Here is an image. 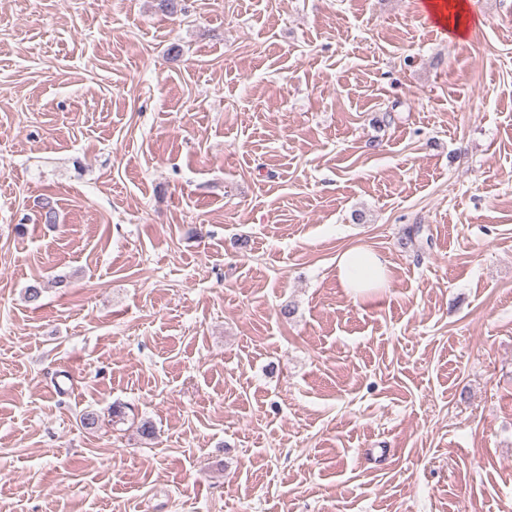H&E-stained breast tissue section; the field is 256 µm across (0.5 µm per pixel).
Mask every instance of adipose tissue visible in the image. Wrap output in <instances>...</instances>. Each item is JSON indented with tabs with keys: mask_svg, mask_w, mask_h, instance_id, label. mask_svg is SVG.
<instances>
[{
	"mask_svg": "<svg viewBox=\"0 0 512 512\" xmlns=\"http://www.w3.org/2000/svg\"><path fill=\"white\" fill-rule=\"evenodd\" d=\"M336 274L343 288L358 296L374 288L385 287L388 261L365 245L349 247L336 257Z\"/></svg>",
	"mask_w": 512,
	"mask_h": 512,
	"instance_id": "1",
	"label": "adipose tissue"
}]
</instances>
